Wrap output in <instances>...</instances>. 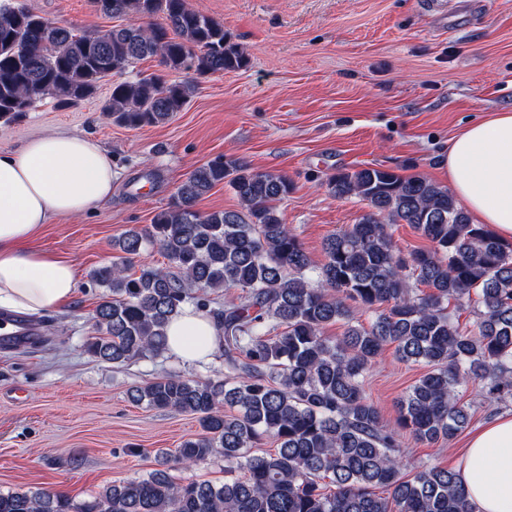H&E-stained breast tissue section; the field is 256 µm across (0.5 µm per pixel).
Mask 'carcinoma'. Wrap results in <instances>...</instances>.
I'll return each mask as SVG.
<instances>
[{"mask_svg": "<svg viewBox=\"0 0 512 512\" xmlns=\"http://www.w3.org/2000/svg\"><path fill=\"white\" fill-rule=\"evenodd\" d=\"M95 3L132 22L78 31L0 0V121L47 99L88 100L147 58L195 75L246 64L224 23L187 0ZM195 90L189 78L114 81L103 114L130 129L154 126ZM219 184L240 208L197 210ZM327 186L372 212L326 238L317 270L279 209L292 190L288 177L218 155L190 172L152 223L114 241L120 260L92 273L104 293L84 350L100 361L163 356L168 324L189 306L220 327V376L168 373L130 396L195 416L201 432L161 463L192 469L222 458L224 482L156 469L82 500L49 488L0 491V512H470L457 473L412 465L404 439L435 444L464 431L473 412L460 391L471 382L490 402L512 401V244L421 175L366 166L330 175ZM401 223L428 246L401 250L391 233ZM147 246L168 266L136 265ZM415 283L429 292L417 293ZM214 288L238 296L216 308L201 295ZM451 304L473 308L471 329L460 327ZM340 321L341 338L324 335ZM390 345L399 360L426 367L401 396L395 427L365 390ZM266 440L276 448L253 452Z\"/></svg>", "mask_w": 512, "mask_h": 512, "instance_id": "obj_1", "label": "carcinoma"}]
</instances>
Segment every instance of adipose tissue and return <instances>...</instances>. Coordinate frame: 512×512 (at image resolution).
Segmentation results:
<instances>
[{"label": "adipose tissue", "mask_w": 512, "mask_h": 512, "mask_svg": "<svg viewBox=\"0 0 512 512\" xmlns=\"http://www.w3.org/2000/svg\"><path fill=\"white\" fill-rule=\"evenodd\" d=\"M448 184L475 223L512 241V109L493 113L448 143ZM112 157L88 134L53 133L0 152V309L56 312L78 287L75 266L28 249L27 241L55 216H80L112 196ZM219 328L185 309L167 328L170 354L210 359ZM458 478L472 512H512V413L470 436Z\"/></svg>", "instance_id": "adipose-tissue-1"}]
</instances>
